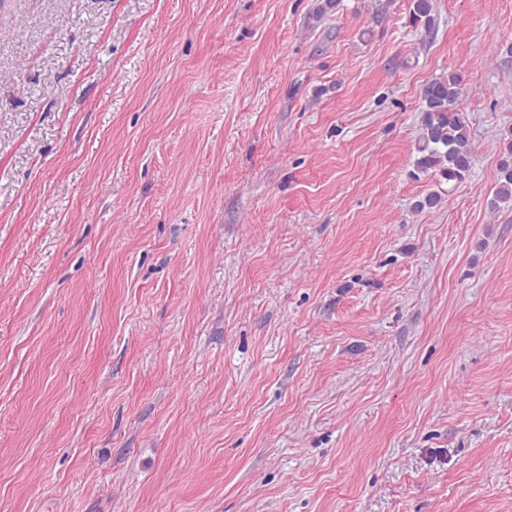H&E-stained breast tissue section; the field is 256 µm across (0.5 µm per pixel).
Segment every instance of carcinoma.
<instances>
[{"label":"carcinoma","mask_w":512,"mask_h":512,"mask_svg":"<svg viewBox=\"0 0 512 512\" xmlns=\"http://www.w3.org/2000/svg\"><path fill=\"white\" fill-rule=\"evenodd\" d=\"M408 25L431 32L435 25L433 0H411ZM467 93L464 76L458 72H450L424 86L413 176L430 174L440 182L457 185L470 175V126L463 106ZM501 141L503 155L496 189L488 200L493 211L512 208V131L503 134Z\"/></svg>","instance_id":"1"}]
</instances>
